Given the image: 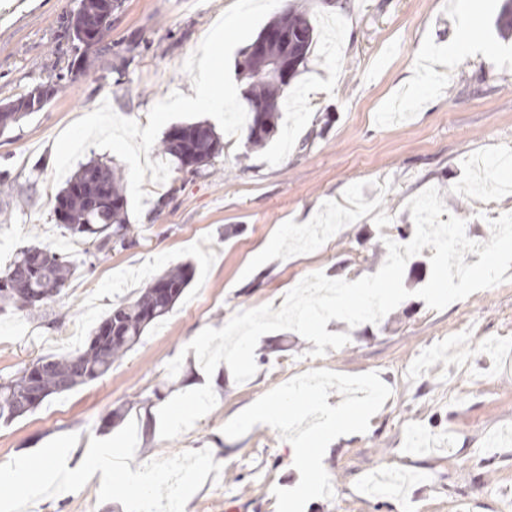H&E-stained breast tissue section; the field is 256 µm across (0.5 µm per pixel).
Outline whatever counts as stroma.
I'll list each match as a JSON object with an SVG mask.
<instances>
[{"instance_id":"35a3bbf8","label":"stroma","mask_w":512,"mask_h":512,"mask_svg":"<svg viewBox=\"0 0 512 512\" xmlns=\"http://www.w3.org/2000/svg\"><path fill=\"white\" fill-rule=\"evenodd\" d=\"M234 0H122L112 14L111 54L87 75L65 78L43 110L0 134V272L24 247L73 255L78 268L55 302L31 314L0 312V381L39 358L82 348L121 300L182 262L193 278L173 310L103 377L0 423V464L75 433L68 468L91 438L122 422L103 418L127 404L137 425L134 461L209 449L222 466L184 512H276L273 488L300 479L289 444L260 424L241 437L223 426L270 390L314 369L378 373L392 394L366 434L330 445L323 463L333 497L305 512H497L512 498V268L509 279L430 309L415 297L435 250L405 265L411 295L378 323L326 329L347 345L313 356L290 330L264 334L256 374L236 383L227 365L205 375L189 343L238 312L272 305L304 277L355 281L376 273L386 240L413 238L408 201L437 188L473 241L491 237L494 213L512 211V189L487 177L480 159L512 158V38L501 37V0H482L462 33L460 0H280L305 6L317 45L284 99L274 137L260 149L225 137L196 175L171 170L145 179L141 216H129L134 245L94 257L57 221L54 142L109 101L147 126L154 104L192 84L183 64ZM78 0H0V101L65 73L75 51L59 22ZM467 38L468 49L448 48ZM183 363L176 375L166 366ZM211 384L215 407L175 439L159 434V408L175 394ZM100 476L77 492L45 497L26 512H125L99 502Z\"/></svg>"}]
</instances>
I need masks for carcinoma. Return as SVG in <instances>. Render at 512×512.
I'll return each mask as SVG.
<instances>
[{
    "label": "carcinoma",
    "instance_id": "1",
    "mask_svg": "<svg viewBox=\"0 0 512 512\" xmlns=\"http://www.w3.org/2000/svg\"><path fill=\"white\" fill-rule=\"evenodd\" d=\"M503 34H512V0H503L496 20ZM288 33V46L276 42L266 46V58L284 55L293 61L294 74H299L316 45L315 30L304 12L291 6L269 21ZM238 75L248 81L243 107L249 113L248 143L265 145L274 135L281 119L280 99L286 85L268 71L264 62L243 59L237 63ZM58 83L39 85L21 100H8L0 105V133L22 117V100H38L41 111L55 96ZM265 106L261 123H256L252 106ZM162 152L170 156L176 169L196 172L216 158L223 144L213 127L195 122L171 127L161 139ZM66 201L67 218L63 227L72 237L109 252L112 245L133 244L132 225L126 223L128 200L121 173L99 161L82 165L68 180L56 199ZM76 268L75 260L47 248L29 246L18 252L8 269L0 276V311L7 307L26 309L32 313L55 300ZM188 262L167 270L154 279L137 296L112 307L92 331L87 346L74 352L41 358L36 365L15 377L0 382V422L8 423L34 411L51 397L92 382L112 369L137 345L146 328L166 316L184 293L192 279Z\"/></svg>",
    "mask_w": 512,
    "mask_h": 512
}]
</instances>
